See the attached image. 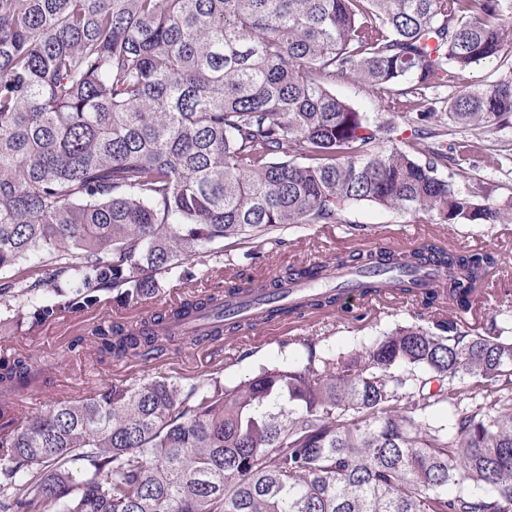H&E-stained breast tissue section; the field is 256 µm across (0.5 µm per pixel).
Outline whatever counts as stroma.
Returning a JSON list of instances; mask_svg holds the SVG:
<instances>
[{
  "label": "stroma",
  "mask_w": 512,
  "mask_h": 512,
  "mask_svg": "<svg viewBox=\"0 0 512 512\" xmlns=\"http://www.w3.org/2000/svg\"><path fill=\"white\" fill-rule=\"evenodd\" d=\"M447 140L461 147L464 173L455 176L456 188L463 192L484 188L489 203L512 207V124L492 133L454 126ZM505 153L510 154V161L500 162V155ZM345 218L342 224L287 226L246 246L234 238L212 245L208 253L196 258L198 275L193 282L185 284L175 276L165 279L158 292L128 309L127 316L135 319L149 315L163 305L179 303L191 292L216 293L223 289L226 278L239 273L269 278L304 261H320L379 245L403 249L436 236L463 250L492 253L497 259L472 307L449 308L448 316L465 319L477 328L494 318L505 336H512V223L444 226L366 203L351 207ZM247 250L252 251V259H244ZM24 302L21 296L0 297V358L13 359L32 350L41 357L43 378L17 398L30 414L111 383L131 385L157 373L186 383L215 372L232 385L250 377L260 365L286 358L303 359L297 337H322L323 348L341 354L381 330L423 325L429 318L425 309L412 302L386 315L365 313L353 306L341 315L314 313L279 327H257L227 336L219 342H176L155 359L118 360L99 356L89 341L96 326L114 318L117 305L110 292H103L99 306L81 312L59 311L52 320L33 329L17 316Z\"/></svg>",
  "instance_id": "obj_1"
}]
</instances>
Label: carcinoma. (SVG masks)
Segmentation results:
<instances>
[{
	"label": "carcinoma",
	"mask_w": 512,
	"mask_h": 512,
	"mask_svg": "<svg viewBox=\"0 0 512 512\" xmlns=\"http://www.w3.org/2000/svg\"><path fill=\"white\" fill-rule=\"evenodd\" d=\"M512 0H0V296L26 295L36 327L58 310L134 307L210 245L294 224H342L372 203L436 224L504 213L442 176L428 92L501 55ZM358 79L424 125L408 149L390 122L336 96ZM512 117V77L448 99V122L491 132ZM427 153L425 161L418 154ZM436 259V286L408 273ZM490 253L424 238L359 249L281 277L320 289L302 313L340 307L342 266L387 274L367 292L413 294L428 326L384 330L347 354L300 340L306 359L226 386L154 376L27 415L42 371L0 361V512H512V340L465 309ZM71 292L41 300L48 278ZM275 281L229 286L232 296ZM191 295L92 345L148 358L210 311ZM227 321L195 341L236 336ZM79 462L77 473L71 464Z\"/></svg>",
	"instance_id": "cac0c4a2"
}]
</instances>
